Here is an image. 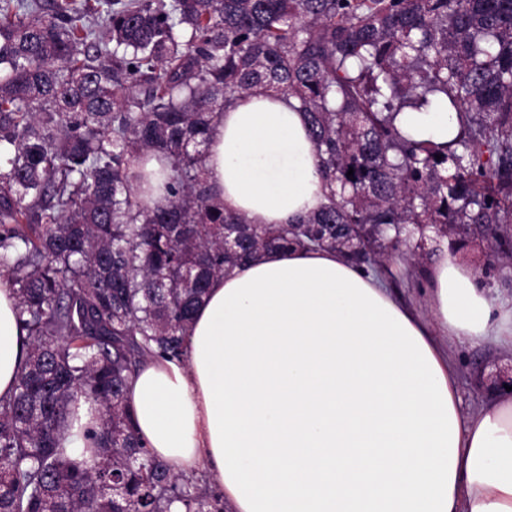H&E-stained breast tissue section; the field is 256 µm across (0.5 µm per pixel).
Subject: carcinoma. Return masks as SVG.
<instances>
[{
  "mask_svg": "<svg viewBox=\"0 0 512 512\" xmlns=\"http://www.w3.org/2000/svg\"><path fill=\"white\" fill-rule=\"evenodd\" d=\"M257 88L299 102L330 188L301 224L224 216L206 176L215 114ZM436 96L456 136H402L395 116ZM398 224H512V0H0V275L27 345L0 397V512H224L145 447L130 376L183 356L240 262L315 244L379 272ZM77 407V420L75 421L74 428L72 430L73 435L67 439L65 444L69 453L74 456L78 455L82 448H84L83 439L79 435L80 427L87 425L90 422L93 412L90 405L85 403L83 399L77 403Z\"/></svg>",
  "mask_w": 512,
  "mask_h": 512,
  "instance_id": "obj_1",
  "label": "carcinoma"
}]
</instances>
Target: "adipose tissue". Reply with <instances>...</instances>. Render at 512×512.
Instances as JSON below:
<instances>
[{"instance_id":"obj_1","label":"adipose tissue","mask_w":512,"mask_h":512,"mask_svg":"<svg viewBox=\"0 0 512 512\" xmlns=\"http://www.w3.org/2000/svg\"><path fill=\"white\" fill-rule=\"evenodd\" d=\"M444 143L455 113H399ZM205 170L225 216L296 224L329 189L295 100L262 89L213 122ZM429 317L331 249L271 250L214 279L182 359L129 383L137 430L174 472L205 471L233 512H512V394L459 405L448 344L512 352V299L443 248ZM26 354L0 279V397Z\"/></svg>"}]
</instances>
